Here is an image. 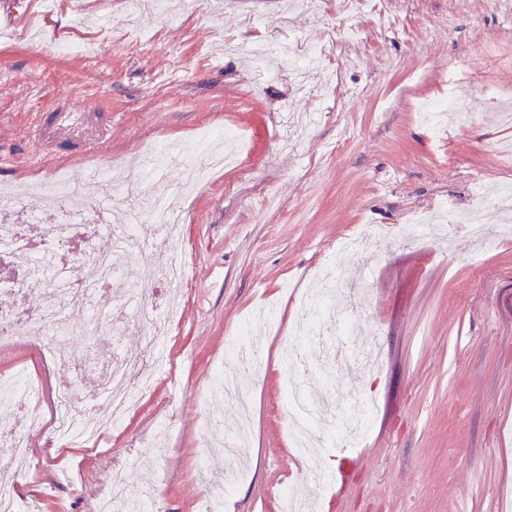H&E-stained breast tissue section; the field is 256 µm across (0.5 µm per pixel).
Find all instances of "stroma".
<instances>
[{
  "label": "stroma",
  "instance_id": "35a3bbf8",
  "mask_svg": "<svg viewBox=\"0 0 512 512\" xmlns=\"http://www.w3.org/2000/svg\"><path fill=\"white\" fill-rule=\"evenodd\" d=\"M34 0H0V186L28 213L58 173L81 177L96 162L126 181L103 186L95 205L131 213L142 199L175 205L164 231L180 240L186 278L162 273L159 242L123 253L120 284L97 289L67 336L39 357L34 336L0 346V376L41 373L42 397L0 408V473L13 475L26 512H93L112 467L127 493L152 491L160 512H278L274 488L302 484L317 512H501L512 491V223L485 213V238L453 227L476 210L474 184L512 180L501 153L512 142V0H197L193 10L131 13L128 0H54L33 26ZM327 53L305 84L284 56L257 58L254 43ZM462 80V112L434 131L428 100ZM496 91L487 99L484 88ZM315 114L306 135L284 117ZM240 133L238 165L214 173L191 198L179 169L140 173L151 144L192 150L205 129ZM430 217L421 239L401 232ZM393 231L375 260L336 243L358 230ZM356 285L337 292L352 336L292 339L264 326L236 331L273 304L282 325L301 314L303 291L329 263ZM157 285V317L178 306L164 344L133 318L136 285ZM97 336L82 332L86 317ZM256 342L262 373L229 356ZM307 364L288 361L289 347ZM144 353L155 383L134 414L100 431L97 445H50L55 393L99 399L120 349ZM373 349L372 369L335 357ZM235 374L251 403L246 448L207 452L237 426L235 403L213 394L217 370ZM326 395L328 422L349 399L376 405L360 449L368 457L328 495L290 457L287 386ZM232 490H225V482Z\"/></svg>",
  "mask_w": 512,
  "mask_h": 512
}]
</instances>
